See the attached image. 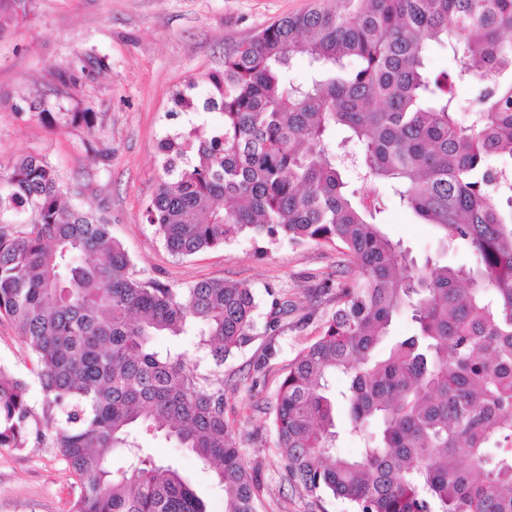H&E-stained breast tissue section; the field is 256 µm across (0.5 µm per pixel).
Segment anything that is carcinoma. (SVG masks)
<instances>
[{"instance_id":"cac0c4a2","label":"carcinoma","mask_w":512,"mask_h":512,"mask_svg":"<svg viewBox=\"0 0 512 512\" xmlns=\"http://www.w3.org/2000/svg\"><path fill=\"white\" fill-rule=\"evenodd\" d=\"M455 66L433 72L425 51ZM298 53L310 78H289ZM104 61L77 57L76 87ZM482 73L461 118L458 84ZM197 104L207 137L158 144L162 176L145 207L168 250L188 257L239 237L336 250L331 313L278 383L274 447L289 480L353 512H512V0H331L281 18L224 52ZM364 182L387 186L470 265H421L382 229L383 199L336 162V127ZM40 154L0 164V320L35 362L43 392L0 366V448H53L79 479L73 512H207L179 469L133 438L144 427L214 469L224 512H256L259 485L208 387L159 336L202 337L221 365L247 345L258 302L247 285L177 289L142 280L111 223L62 200ZM95 255L88 262L85 256ZM414 333L389 341L393 319ZM348 378L351 432L336 453L329 382ZM131 463L116 475L112 453Z\"/></svg>"}]
</instances>
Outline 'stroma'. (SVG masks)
<instances>
[{
    "instance_id": "35a3bbf8",
    "label": "stroma",
    "mask_w": 512,
    "mask_h": 512,
    "mask_svg": "<svg viewBox=\"0 0 512 512\" xmlns=\"http://www.w3.org/2000/svg\"><path fill=\"white\" fill-rule=\"evenodd\" d=\"M315 5L316 0H0V161L45 156L57 168L69 202L106 210L138 278L174 288L230 280L256 294V334L223 365L211 360L195 336H161L155 345L183 355L203 384L223 387L224 417L260 486L258 512H350L343 501L307 495L290 483L271 425L281 374L302 342L317 336L329 311L312 293L335 279L336 252L260 239L176 257L142 212L161 173L159 141L193 128L209 132L217 120L213 113H173L174 94L222 69L228 47ZM87 53L104 59L105 68L79 86L64 83L62 71ZM34 98L41 100V112L29 111L27 102ZM87 108L97 114L94 130L66 123L65 113ZM372 190L385 199L384 232L416 261H472L469 249H442L432 225L402 208L386 187L376 184ZM282 297L293 301L296 312L275 332H265L272 305ZM270 342L276 356L255 370ZM0 365L27 383L32 405L41 404L26 349L5 320ZM142 443L154 458L178 463L208 512H224V492L211 468L164 436ZM76 490L75 476L53 449L0 448V512H71Z\"/></svg>"
}]
</instances>
